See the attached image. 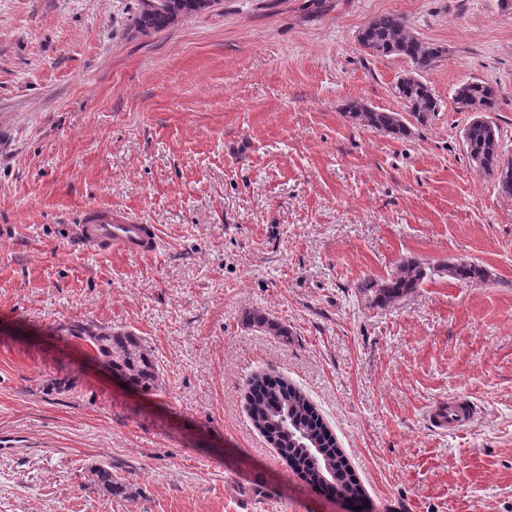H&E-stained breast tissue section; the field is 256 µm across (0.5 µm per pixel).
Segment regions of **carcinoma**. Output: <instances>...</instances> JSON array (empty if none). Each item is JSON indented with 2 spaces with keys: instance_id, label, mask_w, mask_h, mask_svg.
I'll return each instance as SVG.
<instances>
[{
  "instance_id": "1",
  "label": "carcinoma",
  "mask_w": 512,
  "mask_h": 512,
  "mask_svg": "<svg viewBox=\"0 0 512 512\" xmlns=\"http://www.w3.org/2000/svg\"><path fill=\"white\" fill-rule=\"evenodd\" d=\"M217 0H138L137 23L143 29L163 30L194 12L210 7ZM358 43L381 56H401L412 64L418 74L432 68L441 50L427 45L405 30V21L395 14L375 18L359 34ZM395 92L405 106L411 108L416 122L424 124L438 111V100L429 86L419 79L401 76ZM458 109L478 103L487 112L499 106V91L472 80L455 93ZM350 116L365 126L394 138L411 134L408 120L399 112H382L359 103L348 106ZM464 144L471 160L493 175L503 169L498 185L512 194V158L502 154L499 134L491 133L485 122L476 120L464 130ZM439 272L454 279L483 281L488 274L472 262L447 265ZM427 277L426 268L415 260H404L386 279H369L360 287L371 294L379 305L397 301L418 288ZM253 324L277 336L288 337V329L265 316L251 317ZM72 336L90 343L94 356L124 377L133 386L151 390L158 386L159 370L150 350L142 340L129 333L104 329L92 332L83 326L70 328ZM249 417L253 425L277 448L284 461L313 486L334 487L348 497L363 495L356 473L338 447L316 407L301 390L288 381L270 375L253 379L248 396ZM92 481L104 494L112 496L123 491V485L112 477V468L97 466Z\"/></svg>"
}]
</instances>
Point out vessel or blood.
Segmentation results:
<instances>
[{"mask_svg": "<svg viewBox=\"0 0 512 512\" xmlns=\"http://www.w3.org/2000/svg\"><path fill=\"white\" fill-rule=\"evenodd\" d=\"M76 240L86 250L138 257L155 251L157 232L153 225L140 223L127 212L104 208L84 214ZM428 420L437 428L459 430L471 425L474 413L467 402L452 401L432 410Z\"/></svg>", "mask_w": 512, "mask_h": 512, "instance_id": "vessel-or-blood-1", "label": "vessel or blood"}]
</instances>
